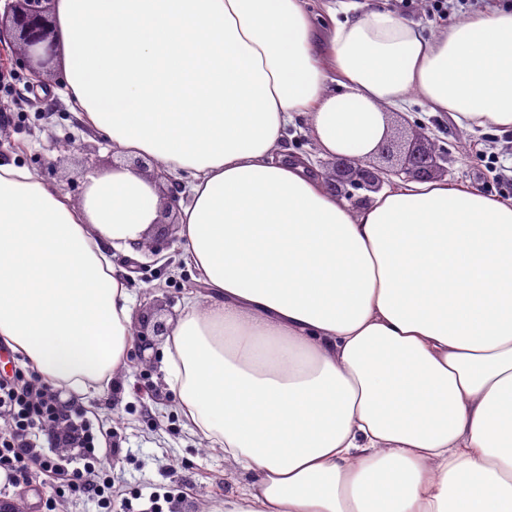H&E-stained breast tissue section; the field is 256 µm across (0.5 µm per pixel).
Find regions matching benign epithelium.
<instances>
[{
    "instance_id": "7a95c632",
    "label": "benign epithelium",
    "mask_w": 512,
    "mask_h": 512,
    "mask_svg": "<svg viewBox=\"0 0 512 512\" xmlns=\"http://www.w3.org/2000/svg\"><path fill=\"white\" fill-rule=\"evenodd\" d=\"M52 0H6L0 17V37L3 26L9 25L13 42L19 51L40 67L47 68L57 57V43L49 19ZM433 141L423 131H417L408 146L386 136L376 151L363 158L337 156L328 161V177L336 193L359 207L368 201L356 195L358 190L380 191L392 183V178L428 180L439 176L444 152L432 147ZM171 326L166 320L148 316L143 321L140 336L139 360L149 362L145 352L154 346V338L169 335Z\"/></svg>"
}]
</instances>
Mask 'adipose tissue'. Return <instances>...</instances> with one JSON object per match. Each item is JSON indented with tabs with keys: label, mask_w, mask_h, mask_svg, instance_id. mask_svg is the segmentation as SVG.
Here are the masks:
<instances>
[{
	"label": "adipose tissue",
	"mask_w": 512,
	"mask_h": 512,
	"mask_svg": "<svg viewBox=\"0 0 512 512\" xmlns=\"http://www.w3.org/2000/svg\"><path fill=\"white\" fill-rule=\"evenodd\" d=\"M54 0L80 120L122 155L80 203L0 164V341L65 394L124 372L139 254L183 181L207 290L164 344L191 430L253 476L224 512H512V198L400 181L353 207L307 157L410 101L512 130V9L445 26L352 0Z\"/></svg>",
	"instance_id": "1"
}]
</instances>
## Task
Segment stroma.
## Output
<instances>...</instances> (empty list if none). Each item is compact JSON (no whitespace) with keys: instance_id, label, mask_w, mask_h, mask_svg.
<instances>
[{"instance_id":"stroma-1","label":"stroma","mask_w":512,"mask_h":512,"mask_svg":"<svg viewBox=\"0 0 512 512\" xmlns=\"http://www.w3.org/2000/svg\"><path fill=\"white\" fill-rule=\"evenodd\" d=\"M61 62L34 75L11 44L0 45V161L27 166L46 182L59 185L73 201L85 193V175L111 167L112 148L73 112L58 93ZM404 118L425 128L447 155V178L498 198H512V131L457 125L448 115L425 112L411 104ZM157 257L128 283L135 319L160 310L178 317L188 285L198 274L183 259L182 239L172 230L162 238ZM150 363L128 352L129 369L105 392L82 397L87 417L103 431L100 457L112 479L114 512H222L224 499L251 480L225 459L220 448H208L194 435L168 387L162 349L154 347ZM17 512H96L85 499L55 498L51 484L34 479L24 493L5 491Z\"/></svg>"}]
</instances>
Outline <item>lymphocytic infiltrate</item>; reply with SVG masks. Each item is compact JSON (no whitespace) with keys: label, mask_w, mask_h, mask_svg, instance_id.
Returning a JSON list of instances; mask_svg holds the SVG:
<instances>
[{"label":"lymphocytic infiltrate","mask_w":512,"mask_h":512,"mask_svg":"<svg viewBox=\"0 0 512 512\" xmlns=\"http://www.w3.org/2000/svg\"><path fill=\"white\" fill-rule=\"evenodd\" d=\"M77 400L61 403L56 393L35 387L21 375L0 377V471L8 485L32 483L34 477H61L62 491L95 500L102 512L112 509V482L96 453L89 427L78 424ZM77 443L80 453L62 469L55 449Z\"/></svg>","instance_id":"f902f5d3"}]
</instances>
